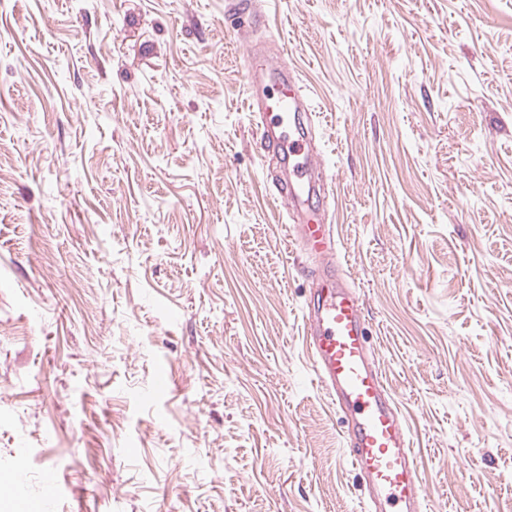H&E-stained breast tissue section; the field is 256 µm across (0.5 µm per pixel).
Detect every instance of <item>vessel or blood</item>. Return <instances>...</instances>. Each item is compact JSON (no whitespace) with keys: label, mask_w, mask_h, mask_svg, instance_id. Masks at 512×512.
<instances>
[{"label":"vessel or blood","mask_w":512,"mask_h":512,"mask_svg":"<svg viewBox=\"0 0 512 512\" xmlns=\"http://www.w3.org/2000/svg\"><path fill=\"white\" fill-rule=\"evenodd\" d=\"M249 108L257 112V144L270 162L273 190L291 223L289 238L312 263L304 341L317 382L345 423L348 456L367 512H424L416 455L374 362L366 316L336 258L325 187L307 100L296 71L265 48L250 52Z\"/></svg>","instance_id":"obj_1"}]
</instances>
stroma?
Segmentation results:
<instances>
[{
	"label": "stroma",
	"mask_w": 512,
	"mask_h": 512,
	"mask_svg": "<svg viewBox=\"0 0 512 512\" xmlns=\"http://www.w3.org/2000/svg\"><path fill=\"white\" fill-rule=\"evenodd\" d=\"M0 0V475L49 512H362L248 106L297 71L426 512H512V0Z\"/></svg>",
	"instance_id": "obj_1"
}]
</instances>
